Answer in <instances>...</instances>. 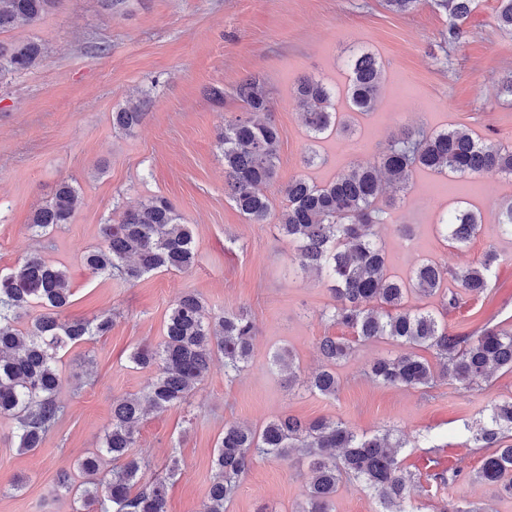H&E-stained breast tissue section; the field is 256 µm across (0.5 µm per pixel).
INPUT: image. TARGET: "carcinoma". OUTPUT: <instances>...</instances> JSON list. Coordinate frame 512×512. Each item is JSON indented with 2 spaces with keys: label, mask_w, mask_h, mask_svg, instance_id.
I'll use <instances>...</instances> for the list:
<instances>
[{
  "label": "carcinoma",
  "mask_w": 512,
  "mask_h": 512,
  "mask_svg": "<svg viewBox=\"0 0 512 512\" xmlns=\"http://www.w3.org/2000/svg\"><path fill=\"white\" fill-rule=\"evenodd\" d=\"M58 2L0 0V33L37 23ZM437 2L447 12L452 31L475 5V0ZM498 3V26L512 34V0ZM43 54L36 43L0 42V76L34 68ZM347 65L345 97L350 109L372 111L380 95L383 63L374 54L359 51ZM235 94L244 112L224 120L220 138L224 194L249 223L266 224L272 206L262 187L277 177L280 130L272 119L269 92L258 78L242 79ZM296 98L311 139L347 129L332 90L321 80H301ZM147 104L145 99L138 108L113 113L114 125L131 130L141 121V108ZM417 171L512 177V144L483 142L456 127L406 128L379 143L373 167L343 169L322 186L303 177L288 181L284 189L288 205L275 227L293 245L294 265L327 276L334 298L328 318L351 329L354 336L352 342L322 337L318 342L322 368L305 382L290 371L288 386L302 384L334 398L340 385L336 364L352 355L354 343L380 340L401 347L370 366V376L384 385L431 389L446 378L462 390H471L488 382L498 369L512 372V330L485 325L475 334L453 333L435 312L405 306L412 293L426 298L439 295L446 309L456 307L463 294L484 293L499 260L496 253L487 252L479 263L452 276L431 260L419 263L406 280L387 273L377 229L388 217L379 199L387 184L406 189ZM76 198L73 184L61 180L52 197L33 212L30 229L41 236L70 223ZM498 208L502 231L512 235V199ZM480 224L479 212L459 207L442 216L436 229L448 242L462 246L477 234ZM102 239V245L84 256L85 267L129 284L161 268L189 271L196 263L190 225L161 196L125 211L118 223L103 225ZM450 277L461 291L446 289ZM70 297L67 269L40 256H25L10 272L0 274V418L13 424L21 453L38 448L63 415L58 400L61 352L104 336L112 327L110 316L64 317ZM35 308L38 313L29 325L19 328L21 318ZM254 337L255 327L246 313L209 311L196 294H182L170 309L162 341L139 346L130 355L137 366L155 367L152 381L143 392L112 403L111 428L102 448L79 464L83 480L77 483L65 471L57 477V487L82 503L76 512H166L165 482L143 481L148 461L132 452L137 424L149 410L165 411L192 397L213 356L224 357L225 375L239 373L251 355ZM426 350L434 352L436 363L421 355ZM474 440L483 448L495 449L483 460L475 479L512 495V400L490 406L488 421L478 426ZM407 444L390 429L360 435L331 418L303 423L282 415L256 430L228 423L217 445L214 474L201 512H226L253 459L285 460L293 451L308 460L311 473L306 500L296 512H331L339 485L347 478L364 482L383 512H408L411 477L403 473L398 459L399 449ZM105 457L115 463L110 474L101 469Z\"/></svg>",
  "instance_id": "carcinoma-1"
}]
</instances>
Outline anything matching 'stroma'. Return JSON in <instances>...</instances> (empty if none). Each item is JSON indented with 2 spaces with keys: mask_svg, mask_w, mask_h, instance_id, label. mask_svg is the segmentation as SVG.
<instances>
[{
  "mask_svg": "<svg viewBox=\"0 0 512 512\" xmlns=\"http://www.w3.org/2000/svg\"><path fill=\"white\" fill-rule=\"evenodd\" d=\"M497 0H477L448 36V16L436 0L406 14L384 0H59L40 22L0 34V41H34L46 51L33 70L0 79V273L35 252L65 266L72 303L66 314L90 318L109 312L111 331L70 347L62 358V421L41 448L21 453L12 428L0 422V512H75L71 496L55 492L60 471L98 448L111 426L114 401L140 393L153 372L130 362L131 352L157 344L174 301L196 293L207 308L241 310L257 329L252 357L236 378L215 357L190 403L147 416L138 427V451L151 465L145 481L163 478L170 455L182 473L167 487V512H200L214 472L216 443L228 423L253 428L283 414L305 421L332 418L359 433L394 430L409 438L401 456L416 484L417 512H442L463 502L488 512H512V498L477 482L489 451L472 435L490 406L512 398V372L500 370L482 388L465 391L438 381L431 393L383 386L366 375L391 344H358L337 372L340 388L325 398L289 388L273 363L281 347L295 355L302 378L322 360L324 336L351 338L350 329L324 318L333 299L326 281L292 271L293 248L273 225L251 224L224 196L219 137L225 118L242 112L238 82L262 79L273 97L280 129L278 178L266 187L274 212L288 204L282 192L303 177L322 185L343 166L377 160V144L404 125L460 127L485 141L512 143V35L499 29ZM364 49L385 64L374 112L355 116L348 132L312 142L296 105L297 78L316 77L337 93L345 111V62ZM224 91L214 102L208 87ZM148 99L140 124L124 131L112 114ZM316 151L314 166L303 157ZM79 192L71 223L33 236L34 210L61 180ZM446 177L416 173L396 196L393 221L380 231L390 274L407 277L421 260L451 270L499 256L486 294L464 296L443 310L439 298L410 305L442 312L449 330L468 333L490 323L512 329V236L502 235L497 202L512 198V178L458 180L471 191L483 222L470 245L456 249L436 231L441 213L458 205L442 192ZM153 196L166 197L193 228L196 264L183 272L159 270L135 284L94 275L84 254L101 241V227ZM461 466L448 485L432 475ZM22 481L12 490L13 481ZM306 459L259 458L239 482L227 512H294L307 492Z\"/></svg>",
  "mask_w": 512,
  "mask_h": 512,
  "instance_id": "stroma-1",
  "label": "stroma"
}]
</instances>
